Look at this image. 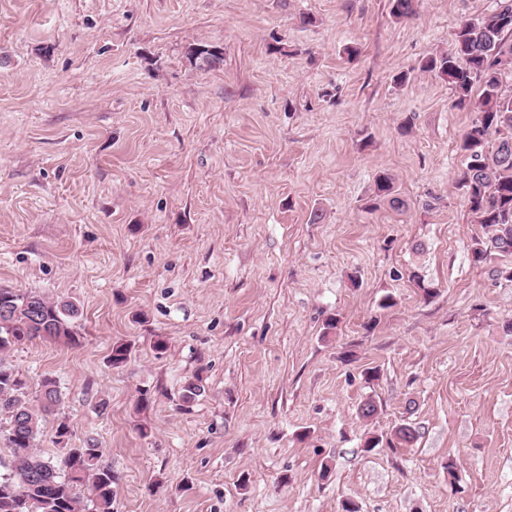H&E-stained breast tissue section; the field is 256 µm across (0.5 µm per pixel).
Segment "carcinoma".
Wrapping results in <instances>:
<instances>
[{
    "mask_svg": "<svg viewBox=\"0 0 512 512\" xmlns=\"http://www.w3.org/2000/svg\"><path fill=\"white\" fill-rule=\"evenodd\" d=\"M187 58L208 67L223 60L219 49L205 44L189 45ZM422 69L448 81L454 106L476 113L462 135L466 163L457 180L473 221L482 228L471 239L473 261L512 256V94L506 90V80L512 76V0H499L493 13L462 22L448 50L425 59ZM477 82L482 93L475 98L472 89ZM375 196L395 211L405 207L386 172L375 178ZM79 317L71 302L0 287V415L7 417L6 440L12 450L6 472L0 473V512H84L81 486L92 495V512H112V466L96 440L67 449L61 458L46 456L37 448L42 419L59 414L63 406L56 379L43 378L31 397L26 381L8 363L14 348L28 341L78 343ZM130 357V343L112 344V367L126 366ZM203 391L200 376L188 379L181 392L183 409H189ZM392 437L407 446L417 432L404 422L395 426Z\"/></svg>",
    "mask_w": 512,
    "mask_h": 512,
    "instance_id": "obj_1",
    "label": "carcinoma"
}]
</instances>
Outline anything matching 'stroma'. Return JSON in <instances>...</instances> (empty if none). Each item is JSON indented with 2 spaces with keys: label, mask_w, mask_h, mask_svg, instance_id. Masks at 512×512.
<instances>
[{
  "label": "stroma",
  "mask_w": 512,
  "mask_h": 512,
  "mask_svg": "<svg viewBox=\"0 0 512 512\" xmlns=\"http://www.w3.org/2000/svg\"><path fill=\"white\" fill-rule=\"evenodd\" d=\"M496 6L0 0V286L81 310L78 346L10 356L63 393L39 448L97 439L113 512H512V283L469 251L474 115L420 69ZM381 170L403 210L370 207ZM217 48L205 44H190L187 49V58L195 65L216 66L223 60L222 52Z\"/></svg>",
  "instance_id": "1"
}]
</instances>
